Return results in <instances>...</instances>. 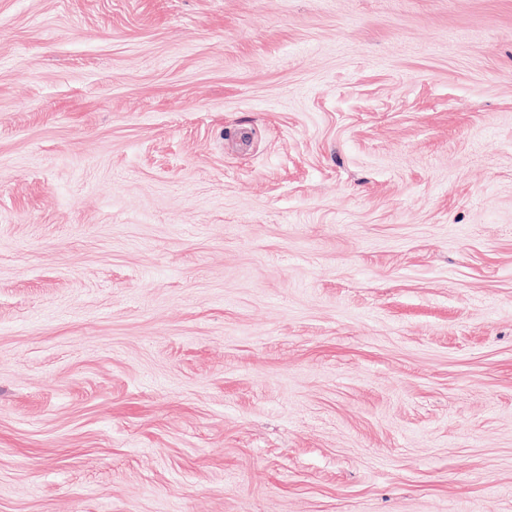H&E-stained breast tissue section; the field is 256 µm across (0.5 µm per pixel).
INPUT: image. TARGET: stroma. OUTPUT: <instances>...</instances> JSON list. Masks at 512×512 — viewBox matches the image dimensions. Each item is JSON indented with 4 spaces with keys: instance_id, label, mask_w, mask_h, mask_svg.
Masks as SVG:
<instances>
[{
    "instance_id": "stroma-1",
    "label": "stroma",
    "mask_w": 512,
    "mask_h": 512,
    "mask_svg": "<svg viewBox=\"0 0 512 512\" xmlns=\"http://www.w3.org/2000/svg\"><path fill=\"white\" fill-rule=\"evenodd\" d=\"M0 512H512V0H0Z\"/></svg>"
}]
</instances>
